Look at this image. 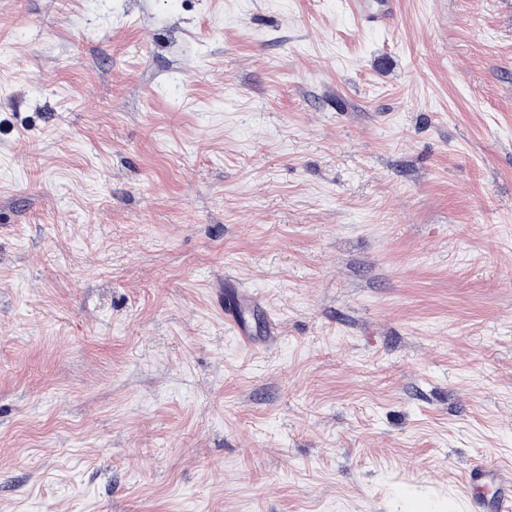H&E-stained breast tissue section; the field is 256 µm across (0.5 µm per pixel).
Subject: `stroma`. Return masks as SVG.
Returning <instances> with one entry per match:
<instances>
[{"label":"stroma","instance_id":"obj_1","mask_svg":"<svg viewBox=\"0 0 512 512\" xmlns=\"http://www.w3.org/2000/svg\"><path fill=\"white\" fill-rule=\"evenodd\" d=\"M346 2L0 0V512L512 468V0ZM217 298L221 311H224V322L228 324L232 329H234L237 332L238 336H241L245 341L246 327L240 318L238 309L242 304L251 307H256L260 302L259 298L256 295H253L245 290L237 291V302H234V304H224L222 294H219Z\"/></svg>","mask_w":512,"mask_h":512}]
</instances>
